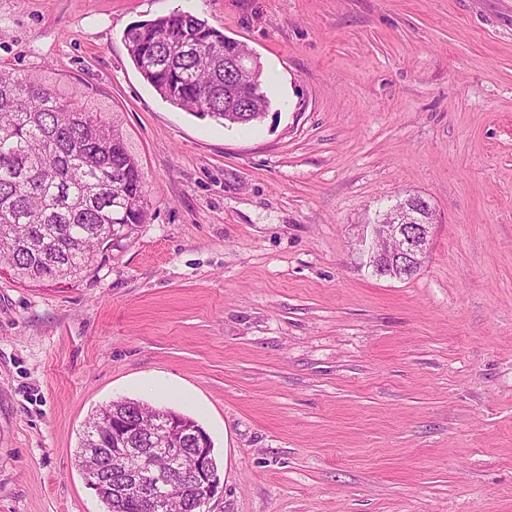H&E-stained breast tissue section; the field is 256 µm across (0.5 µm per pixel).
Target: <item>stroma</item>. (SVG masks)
Returning a JSON list of instances; mask_svg holds the SVG:
<instances>
[{
  "instance_id": "obj_1",
  "label": "stroma",
  "mask_w": 512,
  "mask_h": 512,
  "mask_svg": "<svg viewBox=\"0 0 512 512\" xmlns=\"http://www.w3.org/2000/svg\"><path fill=\"white\" fill-rule=\"evenodd\" d=\"M174 11L258 57L260 122L142 78L124 33ZM1 68L121 125L149 207L96 277L0 269V512H104L74 456L119 398L210 435L206 512H512V0H0ZM412 194L430 254L376 276ZM421 197V196H420ZM408 197L399 199L390 205L384 214L389 211L392 224H371L370 241L367 237L361 239V253L367 258L370 265L378 263L382 254L375 248V243L387 237L398 238L403 248L396 262L401 267L410 266L407 273H413L427 258L430 250L431 224H436V213L430 203L423 197L418 201L410 202ZM423 212H428L424 215ZM374 265L372 273L381 277L382 274Z\"/></svg>"
}]
</instances>
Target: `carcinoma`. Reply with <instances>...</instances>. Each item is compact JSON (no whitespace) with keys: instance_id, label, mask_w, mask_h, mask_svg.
I'll use <instances>...</instances> for the list:
<instances>
[{"instance_id":"obj_1","label":"carcinoma","mask_w":512,"mask_h":512,"mask_svg":"<svg viewBox=\"0 0 512 512\" xmlns=\"http://www.w3.org/2000/svg\"><path fill=\"white\" fill-rule=\"evenodd\" d=\"M143 78L174 107L224 124L262 119L269 105L252 107L247 96L267 94L258 60L255 81L234 85L224 56L238 42L188 12L139 21L124 33ZM148 200L143 172L125 136L81 94L63 93L42 78L0 72V264L23 282L64 283L94 277L145 223ZM174 416L186 428L192 417L168 407L120 399L100 407L83 430L75 454L79 468L91 450L110 448L117 427ZM155 484L173 496L171 512H195L193 490L177 476ZM105 512H146L137 499L100 493Z\"/></svg>"}]
</instances>
